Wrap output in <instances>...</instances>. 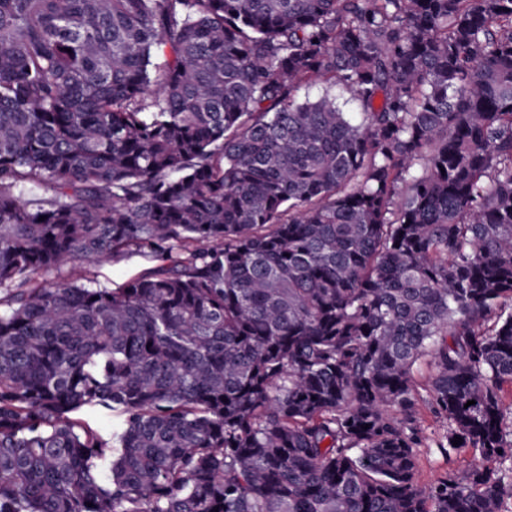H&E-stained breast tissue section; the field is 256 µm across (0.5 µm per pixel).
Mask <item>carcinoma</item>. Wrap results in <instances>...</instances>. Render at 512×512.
Returning a JSON list of instances; mask_svg holds the SVG:
<instances>
[{"mask_svg": "<svg viewBox=\"0 0 512 512\" xmlns=\"http://www.w3.org/2000/svg\"><path fill=\"white\" fill-rule=\"evenodd\" d=\"M507 302L512 0H0V512H501ZM157 264L150 254H143L136 250H129L114 259L99 263H85L76 266H64L59 271H51L44 278L54 279L65 276L78 279L79 282L106 288H119L128 279L143 273ZM433 373L434 368L429 357L423 358L416 365L413 373V388L418 398L417 417L426 436L424 444L418 448V477L422 482L432 481L448 470L462 473L472 463H482L478 453H475L472 448H460L450 456L443 448H438V443L446 434L448 425L431 412L427 403Z\"/></svg>", "mask_w": 512, "mask_h": 512, "instance_id": "1", "label": "carcinoma"}]
</instances>
